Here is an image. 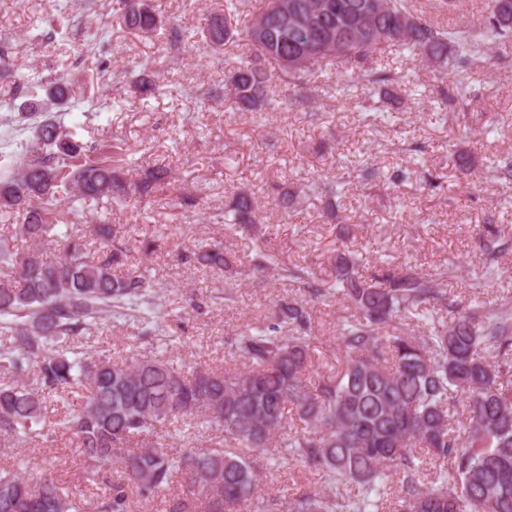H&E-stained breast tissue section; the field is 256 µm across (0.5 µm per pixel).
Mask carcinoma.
I'll list each match as a JSON object with an SVG mask.
<instances>
[{
	"mask_svg": "<svg viewBox=\"0 0 512 512\" xmlns=\"http://www.w3.org/2000/svg\"><path fill=\"white\" fill-rule=\"evenodd\" d=\"M123 22L142 34L161 19L147 0H123ZM487 24L477 33L451 32L419 17L412 0H275L253 14L245 31L231 19L254 9L252 0H227L222 14L206 18L208 48L242 43L243 53L228 69L224 97L254 112L258 120L278 108L273 79L290 90L310 86L316 70H346L337 82L344 91L393 81L377 68L376 52L394 47L430 61L439 77L476 65L489 44L512 40V0H488ZM263 39L256 41L258 26ZM173 45L194 42L195 34L169 23ZM330 41L332 46L319 45ZM9 43H0V78L12 80L26 97L19 112L31 120L33 140L20 169L0 177V213L20 219L19 232L34 248L13 250L0 241V322L11 332L0 350V443L35 441L56 430L71 434L83 459L86 479L104 467L119 474L94 505V512H131L129 487L140 497L164 498L167 512H512V307L460 312L448 299V271L407 267L373 276L360 272L358 255L336 249V276L316 277L263 253L257 267L290 280L309 300L280 305L272 321L238 334L230 355L243 370L188 367L171 356L131 364L72 355L71 340L101 314L115 319L131 310L157 330L159 312L140 269L116 276L125 254L112 249V230L97 226L101 253L91 259L85 245L64 238V255L43 260L39 245L61 196L106 199L115 205L131 194L149 195L168 170L146 171L138 180L124 171V145L86 144L61 124L57 113L74 90L69 81L41 85L45 99L30 101L36 83L10 69ZM118 77L140 99L163 89L152 66L134 62ZM469 102L466 85L443 91L440 104L454 111ZM304 188L324 199L323 214L341 218L342 183L313 181ZM257 200L238 196L229 223L258 221ZM512 248V239L490 233L483 248L493 261ZM182 259L222 270L230 266L224 245L189 250ZM338 296L354 313L338 324L344 352L341 368L311 382L312 312L308 301ZM434 303L452 313L425 336L401 330L405 312ZM81 390L80 408L46 422L52 392ZM464 400L469 423L451 427V410ZM306 424L289 430L288 412ZM192 417L223 440L207 449H166L155 440L173 419ZM323 474L330 491H302L285 499L258 494L253 455L269 444ZM440 463L431 487H421L419 451ZM185 474L186 491L169 496ZM400 476L399 508L387 507L391 475ZM0 512H80L76 494L52 478L29 479L0 466Z\"/></svg>",
	"mask_w": 512,
	"mask_h": 512,
	"instance_id": "cac0c4a2",
	"label": "carcinoma"
}]
</instances>
